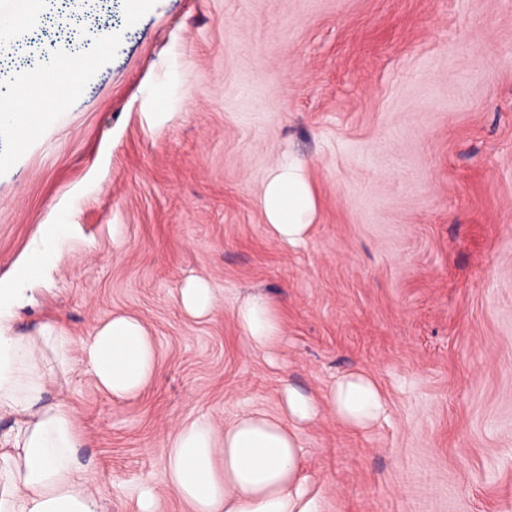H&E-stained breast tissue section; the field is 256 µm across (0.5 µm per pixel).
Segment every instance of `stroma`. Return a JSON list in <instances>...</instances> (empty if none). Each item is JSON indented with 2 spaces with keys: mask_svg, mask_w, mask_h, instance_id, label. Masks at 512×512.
Here are the masks:
<instances>
[{
  "mask_svg": "<svg viewBox=\"0 0 512 512\" xmlns=\"http://www.w3.org/2000/svg\"><path fill=\"white\" fill-rule=\"evenodd\" d=\"M95 0L66 24L109 50L19 148L0 140V279L40 225L74 235L14 308V333L84 336L139 318L155 377L113 399L55 380L84 440L101 512H187L159 452L186 420L277 414L282 380L326 395L362 372L386 412L352 428L330 409L303 432L325 512H512V0ZM317 199L306 243L270 233L259 199L281 160ZM122 228L112 241L113 225ZM219 303L195 319L190 278ZM278 307L273 356L231 315ZM177 302L190 317L200 319L210 314L217 305V296L209 283L194 278L178 289Z\"/></svg>",
  "mask_w": 512,
  "mask_h": 512,
  "instance_id": "obj_1",
  "label": "stroma"
}]
</instances>
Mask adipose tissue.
<instances>
[{"mask_svg": "<svg viewBox=\"0 0 512 512\" xmlns=\"http://www.w3.org/2000/svg\"><path fill=\"white\" fill-rule=\"evenodd\" d=\"M48 0H18L0 8V44L37 30ZM112 40L98 34L87 50L61 47L37 69L17 75L14 91L0 98V137L22 145L41 126L49 88L75 89L77 78ZM262 213L282 244L304 243L316 215L313 189L302 165L279 163L265 179ZM70 225H40L11 279L0 280V414L20 420L0 448V512H98L99 490L77 458L83 435L72 407L43 404L57 373L80 368L115 399L137 395L154 377L157 353L146 325L127 315L95 327L84 337L52 323L37 335L11 332V309L23 290L39 283L68 248ZM244 343L267 352L282 340L277 310L262 295L246 297L232 310ZM278 414L252 412L224 430L206 418L181 424L161 447L165 480L188 512H324L303 473V426L322 405L345 424L362 427L384 412L377 384L364 373L339 378L328 401L304 394L289 383L280 389Z\"/></svg>", "mask_w": 512, "mask_h": 512, "instance_id": "obj_1", "label": "adipose tissue"}]
</instances>
